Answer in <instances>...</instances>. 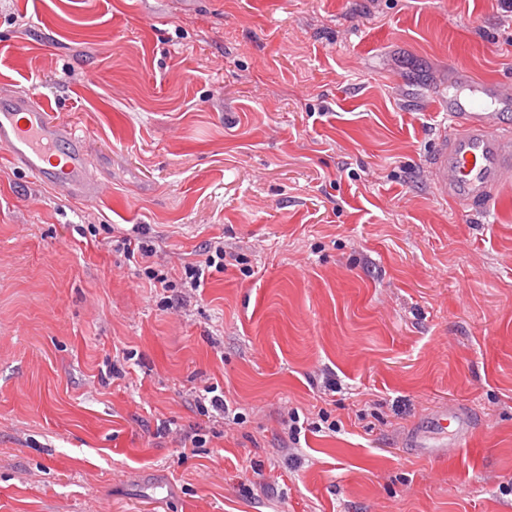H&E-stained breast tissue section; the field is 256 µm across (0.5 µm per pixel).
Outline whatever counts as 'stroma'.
I'll use <instances>...</instances> for the list:
<instances>
[{"instance_id": "stroma-1", "label": "stroma", "mask_w": 512, "mask_h": 512, "mask_svg": "<svg viewBox=\"0 0 512 512\" xmlns=\"http://www.w3.org/2000/svg\"><path fill=\"white\" fill-rule=\"evenodd\" d=\"M452 60L512 87L499 0H0V90L109 180L0 149V512H512V183L432 189ZM137 224L175 282L224 243L179 313ZM446 406L474 438L421 458ZM0 148L33 178L67 196L94 202L106 192L90 169L86 134L51 114L35 94H0ZM132 227V233L120 236L117 240L115 251L123 253L124 258L128 261H134L137 264H148L156 253V247L153 242L147 239L143 227Z\"/></svg>"}]
</instances>
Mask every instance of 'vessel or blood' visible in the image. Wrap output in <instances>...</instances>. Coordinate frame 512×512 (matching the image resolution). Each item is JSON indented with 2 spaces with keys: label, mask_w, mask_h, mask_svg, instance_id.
Segmentation results:
<instances>
[{
  "label": "vessel or blood",
  "mask_w": 512,
  "mask_h": 512,
  "mask_svg": "<svg viewBox=\"0 0 512 512\" xmlns=\"http://www.w3.org/2000/svg\"><path fill=\"white\" fill-rule=\"evenodd\" d=\"M453 70L468 92L427 105L441 115L430 176L439 198L467 207L489 201L512 179V89L479 80L459 64ZM0 148L65 195L93 202L107 189L90 168L86 134L51 114L35 94H0ZM433 423L450 429L456 448L467 447L474 432L466 413L454 407L438 411Z\"/></svg>",
  "instance_id": "obj_1"
}]
</instances>
